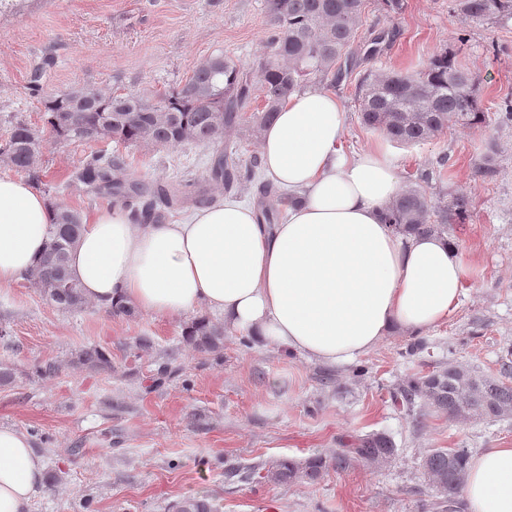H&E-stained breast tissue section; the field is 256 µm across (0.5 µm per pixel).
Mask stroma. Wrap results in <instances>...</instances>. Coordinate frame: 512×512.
<instances>
[{
  "label": "stroma",
  "mask_w": 512,
  "mask_h": 512,
  "mask_svg": "<svg viewBox=\"0 0 512 512\" xmlns=\"http://www.w3.org/2000/svg\"><path fill=\"white\" fill-rule=\"evenodd\" d=\"M374 27L395 28L396 36L369 57L364 42ZM269 29L265 0H15L0 12V141L15 121L44 126L32 75L48 95L84 87L154 99L217 53L257 76ZM442 51L478 79L488 114L512 100V18L471 20L455 0H403L390 16L380 0H365L349 74L323 84L347 108L345 150L381 138L360 120L363 77L421 70ZM387 148L402 184L424 174L433 200L469 196V219L454 239L463 294L424 335L393 333L353 363L258 347L231 332L222 356L202 355L185 350L181 317L65 311L24 279L0 288V365L18 373L13 385L0 387V427L24 433L44 473L57 477L42 483L30 512H85L88 498L95 512H173L189 496L209 498L217 512H438L439 495L421 466L427 454L512 446V417L456 420L423 398L410 409L394 402L408 378L437 367L452 363L496 377L512 362V123L452 128L420 145ZM212 152L195 142L131 146L47 136L35 187L87 216L113 205L74 185L87 155H119L129 176L171 181L202 176ZM488 152L498 170L491 179L476 171ZM89 345L110 353L111 372L74 365ZM49 363L56 373L41 375ZM164 363L178 373L161 381ZM373 432L396 444L385 465L354 460L315 482L288 485L249 474L285 457L333 460Z\"/></svg>",
  "instance_id": "stroma-1"
}]
</instances>
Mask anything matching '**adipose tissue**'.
I'll return each mask as SVG.
<instances>
[{"label": "adipose tissue", "instance_id": "adipose-tissue-1", "mask_svg": "<svg viewBox=\"0 0 512 512\" xmlns=\"http://www.w3.org/2000/svg\"><path fill=\"white\" fill-rule=\"evenodd\" d=\"M345 122L335 93L311 89L262 129V170L289 199L280 223H259L234 196L173 224H136L117 206L85 219L69 268L87 300L167 317L216 312L256 346L333 365L445 320L462 293L456 248L385 224L400 192L394 160L379 143L342 151ZM52 220L30 182L0 175V288L35 267ZM41 469L29 439L0 427V512H30ZM463 495L468 512H512V447L473 456Z\"/></svg>", "mask_w": 512, "mask_h": 512}]
</instances>
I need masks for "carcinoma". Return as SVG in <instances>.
<instances>
[{
  "label": "carcinoma",
  "mask_w": 512,
  "mask_h": 512,
  "mask_svg": "<svg viewBox=\"0 0 512 512\" xmlns=\"http://www.w3.org/2000/svg\"><path fill=\"white\" fill-rule=\"evenodd\" d=\"M460 12L471 19L512 17V0H456ZM272 31L268 53L252 81L241 65L222 53L194 65L192 75L159 100V108L136 94L110 90L73 88L42 97L46 130L58 141L86 140L91 135L126 145L174 147L185 142L210 143L215 150L205 175L180 183H148L122 175L120 158L91 154L74 173V182L96 197L111 198L131 208L138 224H154L162 212L176 206L205 204L215 189L230 191L254 171L239 169L232 154L224 150V137L244 119L255 92L263 106L253 114L257 129L270 123L282 102L307 84L336 75V64L347 54L364 12V0H266ZM361 120L369 129L402 144L432 140L453 127L479 130L488 113L482 107L478 81L444 51L436 54L418 72H374L358 86ZM134 113L136 121L126 116ZM42 132L24 121L10 128L0 142V163L39 178ZM55 222L37 268L26 279L47 301L64 310L89 307L79 284L69 273V254L82 227L81 214L54 203ZM469 201L457 194L451 204L431 200L419 184L405 187L386 207L384 223L399 233L448 237V228L464 224ZM184 346L200 354L217 355L224 348V324L206 316L191 319L182 331ZM76 364L91 371H112V362L98 347H87ZM473 372L463 377L460 367L448 365L428 375L410 378L395 402L408 408L423 397L448 417L460 420L504 419L512 416V384L506 378ZM396 455L392 439L384 433L367 434L355 446L336 455L334 467L344 469L351 459L367 464L390 460ZM469 455L463 449L438 448L427 455L422 467L442 496L441 506L454 509L460 486L457 476L467 473ZM327 469L320 456L299 463L278 460L263 478L275 484L300 480L314 482ZM176 512H214L205 497H187Z\"/></svg>",
  "instance_id": "carcinoma-1"
}]
</instances>
